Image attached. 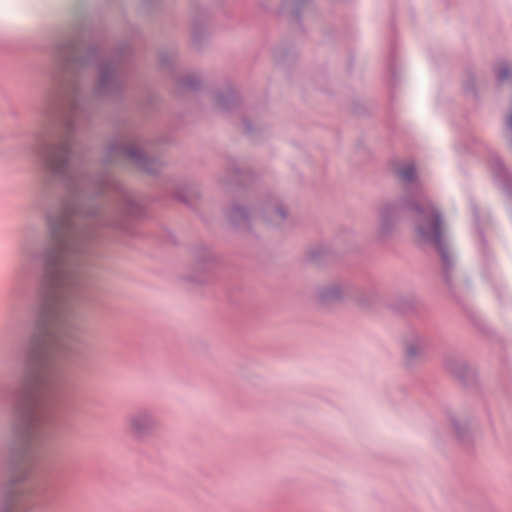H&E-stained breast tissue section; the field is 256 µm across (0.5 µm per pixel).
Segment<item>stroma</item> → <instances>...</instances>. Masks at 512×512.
Instances as JSON below:
<instances>
[{
  "mask_svg": "<svg viewBox=\"0 0 512 512\" xmlns=\"http://www.w3.org/2000/svg\"><path fill=\"white\" fill-rule=\"evenodd\" d=\"M505 98L512 0L0 32V512H512Z\"/></svg>",
  "mask_w": 512,
  "mask_h": 512,
  "instance_id": "obj_1",
  "label": "stroma"
}]
</instances>
